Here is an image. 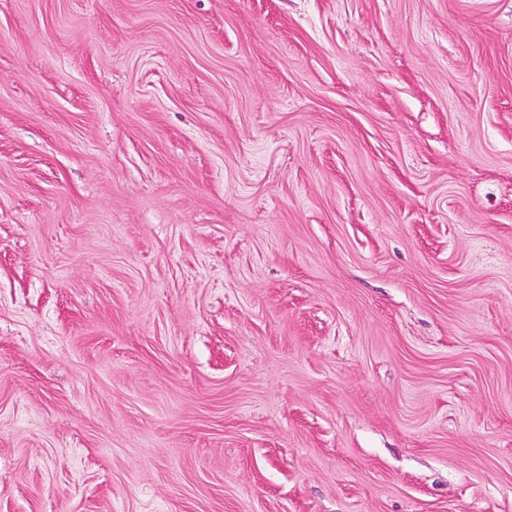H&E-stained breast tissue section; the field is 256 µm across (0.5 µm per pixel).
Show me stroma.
<instances>
[{
  "mask_svg": "<svg viewBox=\"0 0 512 512\" xmlns=\"http://www.w3.org/2000/svg\"><path fill=\"white\" fill-rule=\"evenodd\" d=\"M0 512H512V0H0Z\"/></svg>",
  "mask_w": 512,
  "mask_h": 512,
  "instance_id": "stroma-1",
  "label": "stroma"
}]
</instances>
